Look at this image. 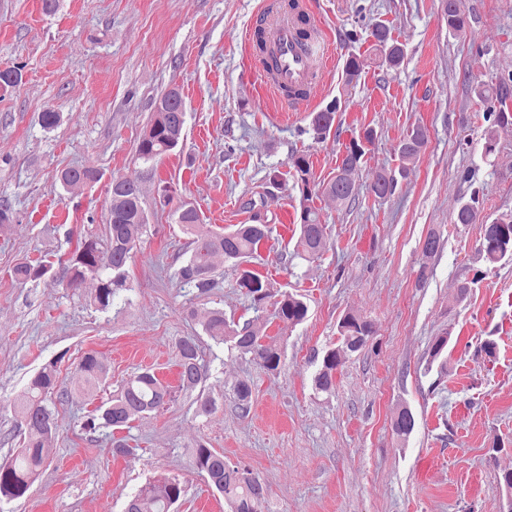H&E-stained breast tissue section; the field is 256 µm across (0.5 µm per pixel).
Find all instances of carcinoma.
Returning a JSON list of instances; mask_svg holds the SVG:
<instances>
[{"label":"carcinoma","mask_w":512,"mask_h":512,"mask_svg":"<svg viewBox=\"0 0 512 512\" xmlns=\"http://www.w3.org/2000/svg\"><path fill=\"white\" fill-rule=\"evenodd\" d=\"M448 15V34L460 36L467 32L469 23L462 8V0H445ZM256 45L263 53L267 70L279 69L276 52L267 47L266 28L260 26L254 33ZM369 37L374 50L381 57V64L388 69L399 68L406 57L404 45L394 40L383 24L375 25ZM368 66V58L352 55L346 62L347 82L358 80ZM475 96L486 105V120L490 125L483 134L482 151L485 156L495 153L497 148L496 128L512 125V111L507 100L512 97V73L499 79L496 86L477 83L472 87ZM170 95L176 100L166 111L153 110L150 122L139 139L137 159L155 164L163 156L174 152L184 138V125L178 118L179 106L184 104L179 89L172 88L161 95ZM336 103L311 114L310 128L317 140L326 139L336 120ZM376 138V131L367 126L352 137L344 153L337 157L336 175L329 181L319 183L313 175L309 158L295 154L289 159L296 185L307 199L309 194L325 195L340 206H348L355 200L354 177L360 171L367 146ZM428 130L415 125L402 137L398 145L400 165L398 174L382 169L371 183L370 190L378 198L392 195L396 189L397 176H405L426 149ZM100 180V174L92 168H68L61 171L59 182L62 188L92 186ZM108 193L109 207L105 217V237L87 234L77 239L74 247L62 262V272H53L51 262L22 261L11 270L14 281L25 286L49 277L63 286L78 290L89 279L97 282L88 297L95 310L107 312L120 302H128L122 296L131 290L128 283L127 265L147 232L149 218L143 206L142 192L138 185L114 177ZM174 223L181 226L190 237L188 256L175 270L174 278L182 284L196 288L199 294L210 292L215 286L218 261L238 262L254 254L261 242L268 237L267 224H236L229 231L216 230L203 223L198 208L190 202H181L173 211ZM455 224H482V240L478 254L489 266L512 262V214H501L494 218L482 214L479 194L473 193L470 201L462 204L453 217ZM327 244L326 225L310 206L302 205L299 234L294 246V255L310 261L320 255ZM237 286L251 298L254 310L264 308L266 303L274 306V317L289 326H295L307 318L308 305L298 293L273 288L270 280L258 273L244 271L237 278ZM203 330L219 344L235 351L268 371H276L282 364L279 342L266 333V325L259 319H248L243 323L228 321L224 311L209 312ZM375 333L374 323L366 316L348 313L338 324V345L324 351L320 369L314 377L315 388L329 392L336 387V370L342 364L340 351L358 352L365 348ZM179 355L178 389L192 392L206 381L207 369L199 357L197 337L182 336L175 342ZM59 360L44 364L15 396L14 408L19 425L24 427L26 437L9 457L0 460V503L24 498L40 474L50 465L45 454L46 444L55 436L58 427L56 403L69 398L71 392L62 386ZM83 381L82 391L92 398L106 383L108 368L97 352L84 353L79 363ZM177 400L176 391L165 385L151 370L129 377L118 393L101 402L83 416L81 430L92 436L103 429L123 430L136 419L167 409ZM233 404L237 413L246 417L252 406V388L240 381L233 388ZM394 433L409 436L415 427L411 410L402 407L391 421ZM191 468L201 475L209 487L224 497L231 512H263L265 499L263 484L256 474L244 465H232L224 460V454L199 441L190 461ZM185 487L178 476L155 478L139 487L127 501L125 512H174Z\"/></svg>","instance_id":"carcinoma-1"}]
</instances>
